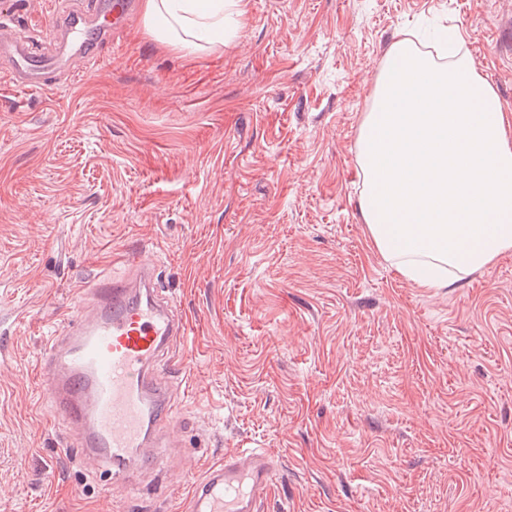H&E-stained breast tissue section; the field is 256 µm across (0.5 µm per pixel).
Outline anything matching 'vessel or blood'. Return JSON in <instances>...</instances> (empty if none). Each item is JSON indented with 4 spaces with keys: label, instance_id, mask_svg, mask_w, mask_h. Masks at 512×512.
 <instances>
[{
    "label": "vessel or blood",
    "instance_id": "obj_1",
    "mask_svg": "<svg viewBox=\"0 0 512 512\" xmlns=\"http://www.w3.org/2000/svg\"><path fill=\"white\" fill-rule=\"evenodd\" d=\"M133 11L132 0H101L94 13L73 5L51 23L53 47L43 51L16 27L0 22V65L19 91L56 87L72 58L96 63ZM129 275L100 272L91 304L48 339L41 380L48 403L77 431L81 455L109 471L135 495L129 464L157 471L155 448L178 445L171 425L174 396L160 375L188 334L186 318L155 283L151 264L124 256ZM279 471L259 450L226 454L191 486L188 512H261Z\"/></svg>",
    "mask_w": 512,
    "mask_h": 512
}]
</instances>
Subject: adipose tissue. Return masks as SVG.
<instances>
[{
    "label": "adipose tissue",
    "mask_w": 512,
    "mask_h": 512,
    "mask_svg": "<svg viewBox=\"0 0 512 512\" xmlns=\"http://www.w3.org/2000/svg\"><path fill=\"white\" fill-rule=\"evenodd\" d=\"M157 41L195 54L230 42L244 0H142ZM361 125L359 211L375 248L419 288L469 280L512 252V125L474 62L390 49Z\"/></svg>",
    "instance_id": "ef3b65f1"
}]
</instances>
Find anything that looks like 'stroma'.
I'll list each match as a JSON object with an SVG mask.
<instances>
[{
    "label": "stroma",
    "mask_w": 512,
    "mask_h": 512,
    "mask_svg": "<svg viewBox=\"0 0 512 512\" xmlns=\"http://www.w3.org/2000/svg\"><path fill=\"white\" fill-rule=\"evenodd\" d=\"M56 0H0L43 40ZM225 46L140 10L53 91L0 74V512H186L226 452L282 474L265 512H512V253L425 291L374 248L358 138L388 51L424 18L512 111V0H246ZM156 264L187 316L178 447L127 497L40 400L49 334L103 270Z\"/></svg>",
    "instance_id": "1"
}]
</instances>
